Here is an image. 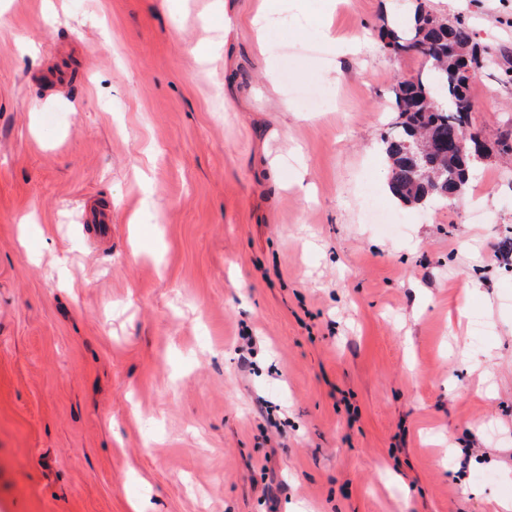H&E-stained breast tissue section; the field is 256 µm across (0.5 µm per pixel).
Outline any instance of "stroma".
Returning <instances> with one entry per match:
<instances>
[{"instance_id": "1", "label": "stroma", "mask_w": 512, "mask_h": 512, "mask_svg": "<svg viewBox=\"0 0 512 512\" xmlns=\"http://www.w3.org/2000/svg\"><path fill=\"white\" fill-rule=\"evenodd\" d=\"M421 1L512 66V0H337L346 56L325 0H0V512L512 504V162L388 191ZM470 89L495 143L512 86ZM83 223L89 225L93 241L104 244L112 239V206L84 211Z\"/></svg>"}]
</instances>
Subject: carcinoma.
<instances>
[{
	"mask_svg": "<svg viewBox=\"0 0 512 512\" xmlns=\"http://www.w3.org/2000/svg\"><path fill=\"white\" fill-rule=\"evenodd\" d=\"M381 39L390 52L412 54L424 63L417 79L400 82L393 89L396 120L382 138L389 162L388 189L404 204L457 199L466 192L473 172L472 167H463L457 143L472 135V113L461 109V104L472 99L474 58L481 54L488 67L498 68L510 84L512 67L499 66L465 18H440L423 5L412 25L387 26ZM439 87L442 93L432 104L427 97ZM430 142L446 145V151L427 150Z\"/></svg>",
	"mask_w": 512,
	"mask_h": 512,
	"instance_id": "1",
	"label": "carcinoma"
}]
</instances>
